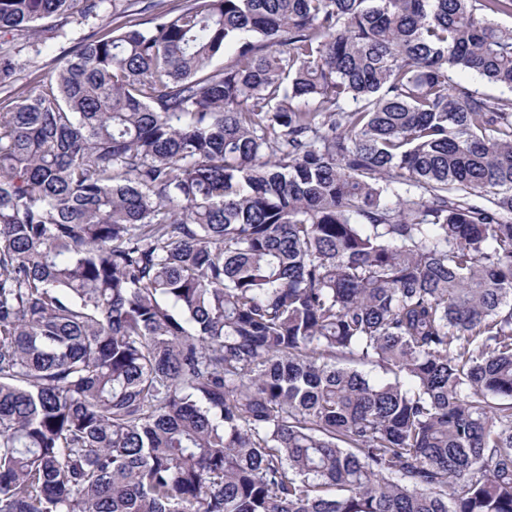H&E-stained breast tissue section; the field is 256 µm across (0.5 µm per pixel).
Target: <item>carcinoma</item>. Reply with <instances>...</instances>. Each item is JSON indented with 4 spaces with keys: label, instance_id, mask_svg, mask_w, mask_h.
Instances as JSON below:
<instances>
[{
    "label": "carcinoma",
    "instance_id": "obj_1",
    "mask_svg": "<svg viewBox=\"0 0 512 512\" xmlns=\"http://www.w3.org/2000/svg\"><path fill=\"white\" fill-rule=\"evenodd\" d=\"M499 13L0 0V512H512ZM68 30V37L66 39H59L57 41H48L43 53L31 62H27L28 55L27 51H21L19 60L23 65L20 67L18 72V80L15 83V92H21L23 90L32 89L35 86L34 77L36 72L43 73L53 67V59L64 53L73 51L79 38L88 35L91 31L88 26H77L71 24L66 27ZM40 69V70H38ZM37 70V71H35Z\"/></svg>",
    "mask_w": 512,
    "mask_h": 512
}]
</instances>
